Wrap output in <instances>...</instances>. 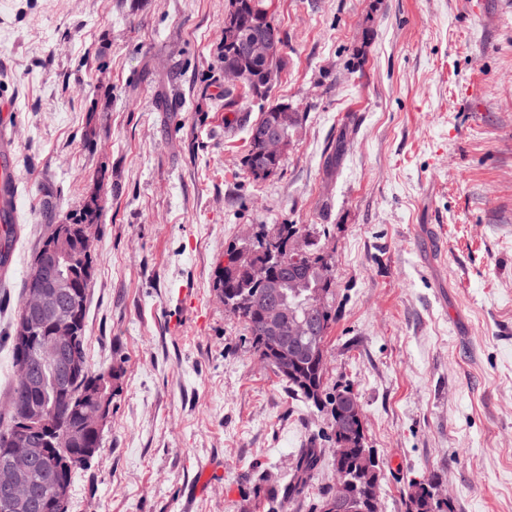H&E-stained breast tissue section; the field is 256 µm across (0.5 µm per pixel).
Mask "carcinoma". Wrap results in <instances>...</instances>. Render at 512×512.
<instances>
[{
    "label": "carcinoma",
    "instance_id": "cac0c4a2",
    "mask_svg": "<svg viewBox=\"0 0 512 512\" xmlns=\"http://www.w3.org/2000/svg\"><path fill=\"white\" fill-rule=\"evenodd\" d=\"M228 11L235 13L241 27L260 28L278 47V54L272 63L274 75H280L285 66V39L281 29L274 22L267 0H229ZM266 81L261 72L252 71L243 78L242 89L246 93L260 97H269L271 89L265 88ZM299 122V113L292 111L288 105L273 101L268 104L259 117L248 129V152L244 164L250 176L260 181L274 174L281 166L283 155L263 157L261 164L255 163L256 156L262 154V142L258 130L263 126L280 128L285 141H290L295 124ZM100 207L96 199H91L83 208L82 214L69 224H53L36 252L45 253L62 235L66 236L73 252V262L68 268L69 275L76 282L77 288L65 294L66 301L77 314L75 326L76 347L84 363V371L75 375L65 384H60L55 374L35 364L40 376V385L31 394H21L22 379H17L10 391L11 412L5 423L0 425V459L4 457L5 442L14 432L24 427L28 413L34 406H39L55 421V434L50 441L40 436L38 440L48 451V465L35 471L31 479L41 485L54 478L71 484L72 473L81 468L75 460L89 453H97L102 445L95 433L85 432L82 441L69 439L68 430L82 424L80 412L83 393L94 390L102 380V371L91 370L87 364L85 345V319L88 290L94 276V260L91 255L80 250V235L84 228L95 223ZM263 231L254 243V259H268L263 250V239L269 235L278 238L282 245H287L296 236L305 233L301 224H264ZM308 272L306 287L296 288L292 281L282 278L278 281L277 298L288 306L291 317L297 318L313 306L320 307L317 332L296 341V348L302 357L283 375L288 388L301 396L320 411L335 417L336 410L351 405L355 414L347 422L332 427L331 439L341 449V457L336 461V478L343 480L348 489L354 512H374V503L378 499L381 485V471L375 462L367 459L362 413L358 397L347 386L332 392L324 384V368L316 358L324 355L328 333L336 323V309L329 303L333 286L330 264L318 242L309 241V251L302 260ZM219 287L226 298V305L238 315L249 335L252 349L266 362L275 358V349L263 334L262 313L253 300L264 295L266 288L251 281L248 265L229 263L219 270ZM320 457L316 449H304L295 466V474L288 483V499L292 500L303 493L309 476L318 467ZM413 491L406 503L407 512H454L450 502L439 500L432 494L433 483L414 482Z\"/></svg>",
    "mask_w": 512,
    "mask_h": 512
}]
</instances>
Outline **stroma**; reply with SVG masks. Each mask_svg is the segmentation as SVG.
Listing matches in <instances>:
<instances>
[{"label":"stroma","mask_w":512,"mask_h":512,"mask_svg":"<svg viewBox=\"0 0 512 512\" xmlns=\"http://www.w3.org/2000/svg\"><path fill=\"white\" fill-rule=\"evenodd\" d=\"M228 4L0 0L18 177L0 417L28 268L96 193L87 359L120 391L68 512H315L330 418L218 291L249 227L304 224L335 283L325 385L358 396L381 512L423 479L454 512H512V0H272L287 66L268 99L224 80ZM272 99L300 122L256 181L247 130ZM305 448L320 467L283 502Z\"/></svg>","instance_id":"obj_1"}]
</instances>
